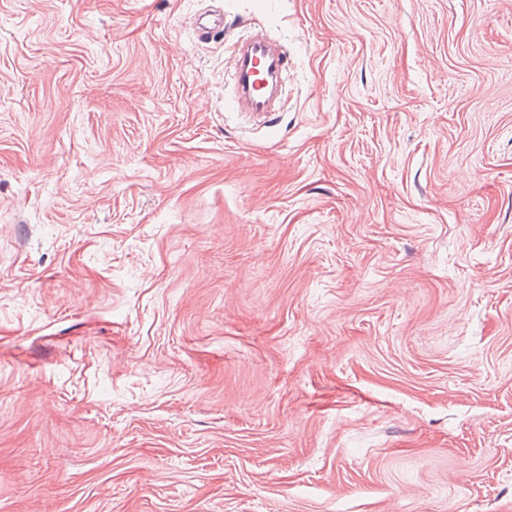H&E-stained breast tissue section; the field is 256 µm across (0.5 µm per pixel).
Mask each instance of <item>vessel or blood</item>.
<instances>
[{
	"instance_id": "vessel-or-blood-1",
	"label": "vessel or blood",
	"mask_w": 512,
	"mask_h": 512,
	"mask_svg": "<svg viewBox=\"0 0 512 512\" xmlns=\"http://www.w3.org/2000/svg\"><path fill=\"white\" fill-rule=\"evenodd\" d=\"M239 54L240 65L235 74L238 108L255 115H269L275 110L271 91L281 86L287 73L285 52L257 33L243 42Z\"/></svg>"
}]
</instances>
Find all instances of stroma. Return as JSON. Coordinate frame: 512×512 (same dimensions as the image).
Segmentation results:
<instances>
[{
  "instance_id": "obj_1",
  "label": "stroma",
  "mask_w": 512,
  "mask_h": 512,
  "mask_svg": "<svg viewBox=\"0 0 512 512\" xmlns=\"http://www.w3.org/2000/svg\"><path fill=\"white\" fill-rule=\"evenodd\" d=\"M0 512H512V0H0ZM240 66L235 74L236 97L240 112L268 116L277 108L271 90L281 86L287 75L285 51L274 47L262 34H254L239 49Z\"/></svg>"
}]
</instances>
